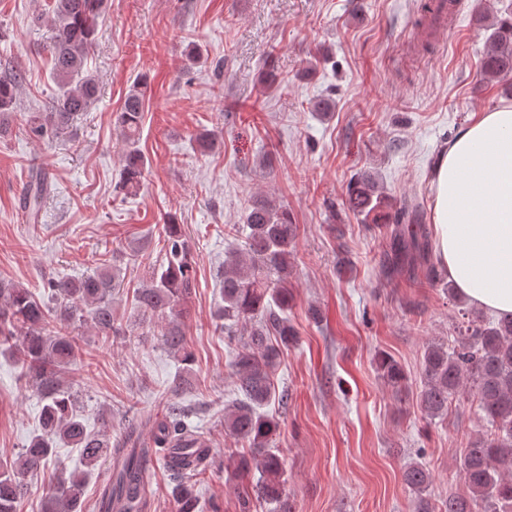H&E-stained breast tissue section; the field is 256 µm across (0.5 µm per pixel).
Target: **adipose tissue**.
<instances>
[{"label":"adipose tissue","instance_id":"obj_1","mask_svg":"<svg viewBox=\"0 0 512 512\" xmlns=\"http://www.w3.org/2000/svg\"><path fill=\"white\" fill-rule=\"evenodd\" d=\"M431 189L439 265L469 303L512 314V104L460 128Z\"/></svg>","mask_w":512,"mask_h":512}]
</instances>
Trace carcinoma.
<instances>
[{
	"instance_id": "1",
	"label": "carcinoma",
	"mask_w": 512,
	"mask_h": 512,
	"mask_svg": "<svg viewBox=\"0 0 512 512\" xmlns=\"http://www.w3.org/2000/svg\"><path fill=\"white\" fill-rule=\"evenodd\" d=\"M455 0H429L421 5L419 25L433 33L453 13ZM53 35L48 46L51 74L58 93L48 112H32L22 131L34 141H52L67 133L72 123L90 111L99 99L96 76L87 68L105 0H52ZM489 48L481 62L487 82L512 79V8H505L489 25ZM21 73L0 78V135L9 130L10 116ZM147 81L140 78L125 96L117 116L126 150L115 191L137 194L146 176V160L138 148ZM48 179L31 171L21 209L28 224L40 223L49 195ZM348 209L377 224H389L388 271L413 277L422 271L434 274L430 235L419 220L422 205L406 201L389 213L388 200L376 179L363 173L349 182ZM165 252L162 263L149 279L133 289L131 305L139 324L162 322L161 342L172 357L185 366L193 362L179 321L196 281V267L183 225L170 219L164 224ZM244 245L224 255L222 288L224 305L214 312L216 327L227 339L229 367L236 398L224 406V432L248 456L225 459L224 469L259 477L253 486L258 497L272 505V512H291L283 494V468L271 444L279 422L264 407L284 402L272 382L281 349L295 343L296 331L287 315L290 257L297 225L288 210L269 198L257 199L241 225ZM122 281L106 261L95 262L91 273L80 278L49 279L44 292L12 283H0V351L12 355L24 375L34 383L41 401L38 433L12 460H0V512H20L27 480L49 467L57 445L80 451L83 469L59 478L42 504V512H82L87 477L106 457L115 465L98 502L99 512H137L141 508L144 452L128 447L137 443L140 425L128 424L125 437L114 442L103 429H88L77 409L74 394L64 386V374L79 354L78 328L89 320L103 341L127 335L112 313ZM247 338H238V328ZM378 369L388 385L398 388L405 380L402 367L383 356ZM419 406L429 419L448 414V400L460 394L478 403L492 432L470 443L459 461L469 494L448 498L444 512H512V316L495 320L469 318L458 327L453 345L431 342L422 366ZM181 408L170 405L164 416L145 418L151 425L153 444L160 448L167 469L176 481L177 512H197L198 499L192 480L203 465L212 463L211 449L186 422ZM404 480L418 499V512H433L423 498L430 483L428 470L415 463L406 468Z\"/></svg>"
}]
</instances>
